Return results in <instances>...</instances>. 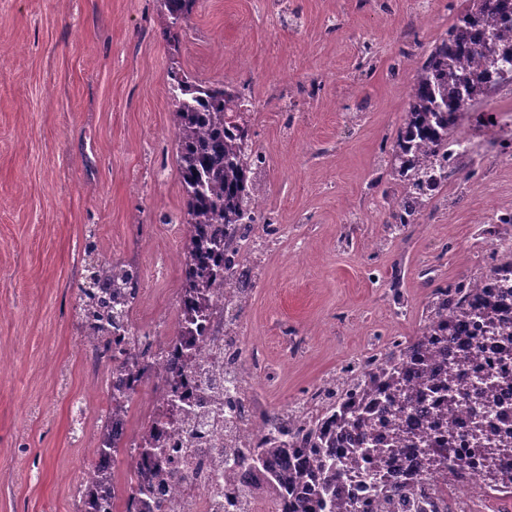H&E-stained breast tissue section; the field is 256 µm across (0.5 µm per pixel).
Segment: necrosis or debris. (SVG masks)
<instances>
[{
    "instance_id": "4bbe7bcc",
    "label": "necrosis or debris",
    "mask_w": 512,
    "mask_h": 512,
    "mask_svg": "<svg viewBox=\"0 0 512 512\" xmlns=\"http://www.w3.org/2000/svg\"><path fill=\"white\" fill-rule=\"evenodd\" d=\"M271 235L265 225H254L249 237L237 240L227 259L230 269L219 294L221 307L206 323L198 339L199 350L185 373L178 393L141 380L135 389L126 390L123 399L128 409L148 405L151 416L173 410L175 422L166 427L163 440L169 450L164 460L165 476L160 489L166 502L164 512H285L280 496L254 494V475L239 465L226 471L224 455L255 447L269 428L262 420L260 400L253 394L252 379L265 364L259 342L248 339L246 319L227 320V313L244 306L237 292L238 275L256 270L260 243ZM434 378L427 386V413L419 421L402 414L390 422L376 425L372 445L398 447L393 464L378 467L377 482H370L366 466L349 469L344 479V504L359 506L368 501L375 512L381 506L384 488L394 482L408 483L415 494L410 512H488L487 503L511 497L508 492L476 483V475L487 468L512 471V451L491 455L476 447L471 438L476 424L464 396L483 392L493 406L484 419L489 432L512 434V383L504 382L503 372H512V341L481 337L477 355L459 358L448 368L441 356H433ZM456 404V447L450 456L457 480L447 472L423 467L421 438L441 439L442 416L448 402ZM137 432L124 427L120 453L128 464L122 499H134L141 472L150 467L137 448ZM450 469V470H451Z\"/></svg>"
}]
</instances>
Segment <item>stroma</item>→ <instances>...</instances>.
<instances>
[{
	"instance_id": "obj_1",
	"label": "stroma",
	"mask_w": 512,
	"mask_h": 512,
	"mask_svg": "<svg viewBox=\"0 0 512 512\" xmlns=\"http://www.w3.org/2000/svg\"><path fill=\"white\" fill-rule=\"evenodd\" d=\"M467 0H198L168 36L162 0H0V512H77L71 476L95 450L106 368L77 344L89 258L151 282L137 316L171 313L184 240L166 73L248 87L264 121L265 198L287 238L265 244L247 311L270 408L423 325L433 287L479 276L512 249V155L464 161L447 202L390 226L375 201L407 119L403 50L442 37ZM292 102L282 111L281 96ZM174 257L159 273L157 255ZM306 339L284 358L279 327ZM85 401L86 429L71 419Z\"/></svg>"
}]
</instances>
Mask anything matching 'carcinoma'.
I'll return each mask as SVG.
<instances>
[{"label":"carcinoma","mask_w":512,"mask_h":512,"mask_svg":"<svg viewBox=\"0 0 512 512\" xmlns=\"http://www.w3.org/2000/svg\"><path fill=\"white\" fill-rule=\"evenodd\" d=\"M197 0H163L170 18L169 36L179 41L181 22L192 13ZM512 62V0H470L468 9L457 15L448 35L435 43L417 61L416 75L408 92V118L398 130L389 159L388 175L398 192L387 209L386 223H405L404 214L415 223L431 200L432 188L448 179L454 168L436 169L448 146L449 133L465 108L489 96L496 87L512 83V68L504 71L498 62ZM167 87L174 97L177 145L176 168L184 210L182 279L179 295L185 305L180 330L170 348L180 352L169 368L172 383L180 382L195 356L196 324L207 321L217 307L224 284V253L229 251L247 212L251 210L253 169L252 133L238 114L245 93L220 81L203 82L181 69L167 72ZM87 276L90 285L81 289L80 333L100 336L91 352L96 362L125 369L149 357L146 352L129 357L122 341L112 340V326L119 312L115 306L126 294L137 290L133 265L118 284L112 280V263L94 261ZM424 326L408 341L392 343L393 349L376 357L356 374L347 387L349 402L341 414L330 409L311 422L306 430L294 431L281 412L267 414L266 421L276 434L263 446L250 450V468L266 475L267 485L288 502L289 512H336V492L346 468L357 463L368 448H352L350 455H338L336 422L343 424L342 436L357 444L369 441L372 419L392 412L404 361L421 363L420 375L428 380L426 363L436 341L441 355L451 359L477 346L479 340L450 319L464 320L478 311L486 324L493 325L499 310L512 297V288L474 292L459 283L433 289ZM120 406L101 417L100 456L112 455L114 425L123 420ZM162 434L151 424L142 427L138 448L148 458H163ZM451 448L443 446L425 454L424 466L448 467ZM481 482L491 487L512 489V474L489 472ZM100 487H112V465L97 470L82 495L80 512H96L93 505ZM410 488L394 483L383 494L390 507H409Z\"/></svg>","instance_id":"cac0c4a2"}]
</instances>
